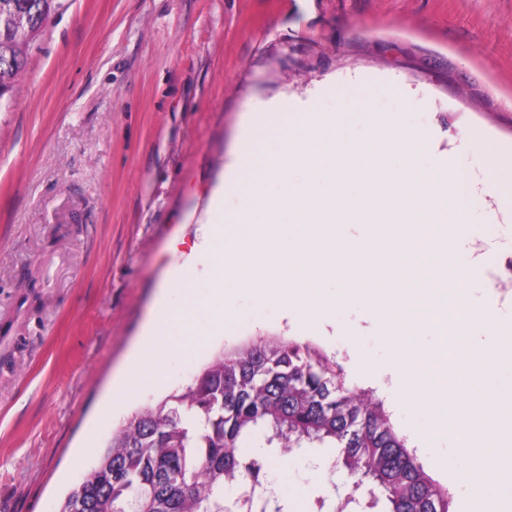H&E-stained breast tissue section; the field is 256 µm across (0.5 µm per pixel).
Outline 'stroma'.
<instances>
[{
  "label": "stroma",
  "instance_id": "stroma-1",
  "mask_svg": "<svg viewBox=\"0 0 512 512\" xmlns=\"http://www.w3.org/2000/svg\"><path fill=\"white\" fill-rule=\"evenodd\" d=\"M285 103L343 115L337 137L361 143L376 120L393 121L423 144L390 154L389 170L448 156L471 189L507 196L490 144L459 136H512V0H65L0 109V512H57L113 422L182 389L217 350L288 339L325 352L349 388L382 404L452 508L512 512L490 494L499 475L476 491L458 441L393 380L390 327L346 301L344 262L316 324L235 292L224 330L197 313L205 347L165 356L158 382L126 375L157 302L181 305L189 257L209 297L200 229L215 196L238 208L224 176ZM463 223L490 255L512 253L511 216L477 200ZM464 288L512 326V288ZM247 451L265 459L283 512H371V483L356 484L336 449L257 436Z\"/></svg>",
  "mask_w": 512,
  "mask_h": 512
}]
</instances>
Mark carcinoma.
Returning <instances> with one entry per match:
<instances>
[{
  "mask_svg": "<svg viewBox=\"0 0 512 512\" xmlns=\"http://www.w3.org/2000/svg\"><path fill=\"white\" fill-rule=\"evenodd\" d=\"M63 0H0V88L14 90L35 41ZM290 448L339 449L347 472L377 487L386 512H449L383 408L356 402L327 354L288 340L220 351L179 392L129 416L59 512H224V486L263 463L244 448L258 433Z\"/></svg>",
  "mask_w": 512,
  "mask_h": 512,
  "instance_id": "1",
  "label": "carcinoma"
}]
</instances>
